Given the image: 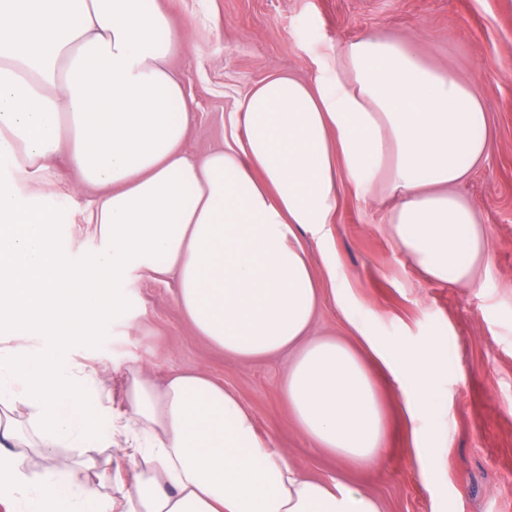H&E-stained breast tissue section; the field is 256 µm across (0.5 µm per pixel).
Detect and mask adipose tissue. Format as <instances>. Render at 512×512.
Wrapping results in <instances>:
<instances>
[{"instance_id":"1","label":"adipose tissue","mask_w":512,"mask_h":512,"mask_svg":"<svg viewBox=\"0 0 512 512\" xmlns=\"http://www.w3.org/2000/svg\"><path fill=\"white\" fill-rule=\"evenodd\" d=\"M183 45L156 0H0V332L39 347L0 349V503L25 512H382L365 491L314 480L262 436L230 389L194 371L155 393L132 375L125 414L82 408L84 379L66 350L106 313L113 285L135 272L174 276L196 332L225 355L291 356L281 391L313 448L369 466L383 452L376 383L345 342L313 335L319 287L304 238L321 242L345 186L386 187L399 250L424 275L478 287L489 234L455 188L488 154V114L471 87L397 40L359 37L314 77H267L230 118L222 147H185L192 99L167 66ZM66 153L95 192L83 217L101 247L81 263L60 249L53 209L24 198ZM333 298L399 384L420 476L433 482L437 447L421 420L438 415L437 344L374 336L348 302L325 251ZM32 410L24 435L12 410ZM97 448L120 438L131 478L87 461L96 488L75 491L70 468L38 478L32 440ZM116 485L117 496L100 487Z\"/></svg>"}]
</instances>
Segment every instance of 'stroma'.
<instances>
[{
    "mask_svg": "<svg viewBox=\"0 0 512 512\" xmlns=\"http://www.w3.org/2000/svg\"><path fill=\"white\" fill-rule=\"evenodd\" d=\"M185 47L168 66L184 80L194 103L186 148L200 155L224 144V126L239 101L269 75L307 79L334 59L348 40L365 35L408 43L428 64L452 70L468 83L490 120L491 152L457 193L477 208L488 230L492 258L478 268L479 287L451 288L427 279L395 246L384 215L386 195L362 199L346 190L328 245L306 241L322 270L324 248L353 304L371 319L375 334L410 345L444 337L452 350L438 393L447 441L436 476L426 486L409 434L398 384L377 372L387 413L382 459L344 468L312 448L294 425L280 392L288 358L236 361L199 336L176 299L173 278L134 276L122 284L124 311L109 318L87 342L68 351L101 406L121 413L133 371L155 389L179 372L200 370L235 392L252 411L259 432L289 461L316 480L340 478L375 496L383 512H512V0H158ZM76 177L57 164L42 184H23V195L60 211V247L79 263L100 242L80 224L92 190H75ZM316 335L356 345L328 279H321ZM72 482L89 475L82 451L68 445L29 451V468L42 475L61 459Z\"/></svg>",
    "mask_w": 512,
    "mask_h": 512,
    "instance_id": "stroma-1",
    "label": "stroma"
}]
</instances>
